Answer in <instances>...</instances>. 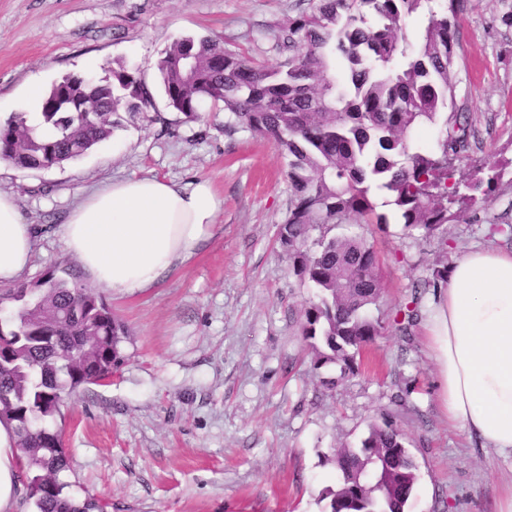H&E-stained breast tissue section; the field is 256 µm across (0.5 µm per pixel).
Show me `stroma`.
<instances>
[{"instance_id": "obj_1", "label": "stroma", "mask_w": 512, "mask_h": 512, "mask_svg": "<svg viewBox=\"0 0 512 512\" xmlns=\"http://www.w3.org/2000/svg\"><path fill=\"white\" fill-rule=\"evenodd\" d=\"M298 0H0V121L30 109L31 88L69 73L102 77L139 70L154 111L125 121L112 140L50 171L0 161V191L13 194L37 230L22 277L74 268L58 229L81 194L115 180H209L223 198L215 235L163 286L130 297L99 295L127 325L124 362L89 384L58 421L73 459L62 474L76 501L106 512H326L336 487L337 449L359 447L370 424L392 420L417 464L407 512H498L512 458L449 426L425 314L434 267L475 248H504L512 225V28L506 0H467L454 55L456 111L479 141L459 174L499 162L490 202L444 226L447 246L386 223L344 224L378 253L382 295L370 312L384 330L353 372L314 368L300 334L315 291L298 282L277 244L288 215L287 161L249 131L226 130L224 115L191 120L167 105L155 65L183 35L223 40L226 49L277 65L279 30ZM418 297L422 314L401 329L395 313ZM402 403H394L398 394Z\"/></svg>"}]
</instances>
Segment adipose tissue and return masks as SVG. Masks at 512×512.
I'll return each instance as SVG.
<instances>
[{"label":"adipose tissue","instance_id":"1","mask_svg":"<svg viewBox=\"0 0 512 512\" xmlns=\"http://www.w3.org/2000/svg\"><path fill=\"white\" fill-rule=\"evenodd\" d=\"M221 201L208 181H116L83 195L59 228L65 253L94 286L132 296L156 287L212 239ZM35 233L0 192V285L29 268ZM448 422L512 458V250L469 251L448 268L427 320ZM24 458L16 424L0 419V512L18 508Z\"/></svg>","mask_w":512,"mask_h":512}]
</instances>
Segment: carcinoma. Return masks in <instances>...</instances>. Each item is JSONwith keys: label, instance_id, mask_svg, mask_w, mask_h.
Returning <instances> with one entry per match:
<instances>
[{"label": "carcinoma", "instance_id": "1", "mask_svg": "<svg viewBox=\"0 0 512 512\" xmlns=\"http://www.w3.org/2000/svg\"><path fill=\"white\" fill-rule=\"evenodd\" d=\"M313 0L281 30L286 54L268 67L216 39L181 37L157 70L168 105L189 119L200 105L222 107L225 127L274 141L288 158L290 204L278 243L302 283L316 289L301 335L318 366L341 374L381 335L370 316L382 293L378 256L366 239L340 237L341 224H383L376 198L400 213L404 228L428 240L454 217L487 203L501 176L486 163L466 180L451 161L470 148L469 117L448 112L455 81L457 14L465 0ZM372 21H367V18ZM422 20L419 42L404 33ZM342 66L351 87L336 89ZM86 108L72 111L73 102ZM154 108L141 76L120 65L112 88L67 74L52 83L41 123L18 113L0 123V161L20 170L61 166L112 139L131 117ZM439 128L435 145L410 137ZM16 306L0 324V418L16 422L26 458L27 494L37 512H104L76 502L60 475L71 459L52 424L80 387L112 377L124 357L126 325L69 270L48 271L30 286L0 288ZM340 483L327 491L330 512H405L417 466L401 431L369 426L359 448H341Z\"/></svg>", "mask_w": 512, "mask_h": 512}]
</instances>
